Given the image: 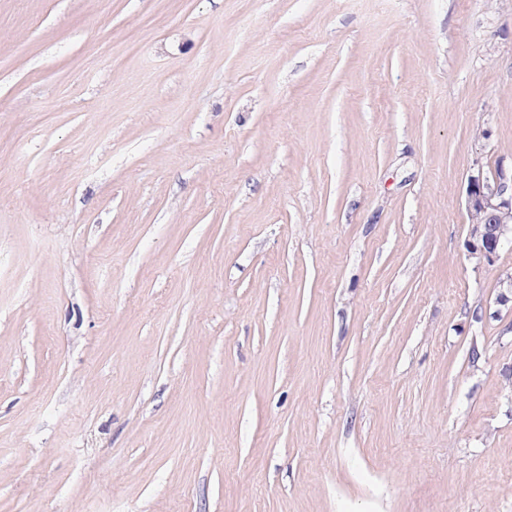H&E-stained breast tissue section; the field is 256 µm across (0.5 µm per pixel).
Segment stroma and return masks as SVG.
<instances>
[{
  "label": "stroma",
  "instance_id": "obj_1",
  "mask_svg": "<svg viewBox=\"0 0 512 512\" xmlns=\"http://www.w3.org/2000/svg\"><path fill=\"white\" fill-rule=\"evenodd\" d=\"M512 0H0V512H512ZM479 168L466 189L464 206L469 220V250L478 264L491 266L506 240L512 224V166L507 172L500 164Z\"/></svg>",
  "mask_w": 512,
  "mask_h": 512
}]
</instances>
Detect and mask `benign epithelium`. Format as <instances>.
I'll return each mask as SVG.
<instances>
[{
  "mask_svg": "<svg viewBox=\"0 0 512 512\" xmlns=\"http://www.w3.org/2000/svg\"><path fill=\"white\" fill-rule=\"evenodd\" d=\"M469 220L470 254L483 265L496 262L512 224V171L497 164L479 168L468 182L464 199Z\"/></svg>",
  "mask_w": 512,
  "mask_h": 512,
  "instance_id": "benign-epithelium-1",
  "label": "benign epithelium"
}]
</instances>
